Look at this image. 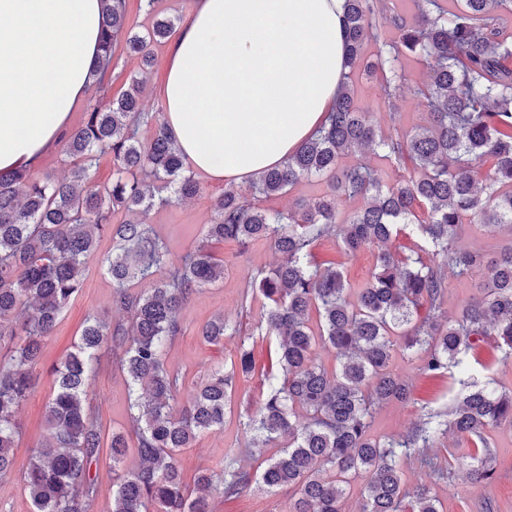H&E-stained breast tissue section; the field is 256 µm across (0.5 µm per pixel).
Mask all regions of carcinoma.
Masks as SVG:
<instances>
[{"instance_id": "carcinoma-1", "label": "carcinoma", "mask_w": 512, "mask_h": 512, "mask_svg": "<svg viewBox=\"0 0 512 512\" xmlns=\"http://www.w3.org/2000/svg\"><path fill=\"white\" fill-rule=\"evenodd\" d=\"M103 4L92 79L110 66L120 40L126 54L151 66V45L167 38L175 22L160 18L147 32H135L125 0ZM511 12L512 0H464L456 11L445 0H418V14L409 18L389 0H344L347 72L326 125L282 166L256 177L254 201L232 185L212 200L206 240H231L246 249L264 238L280 256L276 267L250 274L243 302L258 293L265 298V333L279 338L281 370L244 432L255 448L278 442L281 450L259 473L237 458L200 471L194 497L177 455L201 434L224 427L236 378L248 375L252 363L249 352H241L230 369L215 368L180 410L173 409L180 384L165 366L167 347L182 330L185 303L223 280L224 264L204 245L172 260L143 219L158 205L198 195L200 186L184 172V156L161 113L142 111V79L132 77L120 96L94 104L68 134L65 152L76 160L70 176L0 171V343H14L0 355L1 476L13 466L16 414L34 387L43 340L82 288L104 233L114 247L99 262L112 279L111 305L123 313L112 321L88 318L75 350L55 367L45 407L50 438L22 474L30 512H89L98 492L93 468L104 460L116 476L112 512H210L215 490L238 498L281 487L292 491L288 512H346L347 493L360 474L359 512H405L407 500L412 512H440L428 485L406 489L400 472L405 460L428 468L438 482L452 480V463L466 461L474 485L490 483L485 433L512 426V392L470 379L468 359H477L490 338L512 356V244L488 260L479 250L458 249L456 240L466 224L512 229V35L503 18ZM388 29L395 38L386 37ZM368 43L377 45L373 57L364 52ZM409 54L428 66L425 84L409 91L427 109L429 125L384 133L371 113L356 108L352 80L360 73L379 77L381 99L393 109L406 84L401 59ZM144 126L153 128L149 139L141 137ZM362 146L398 169L395 184H385L374 168L339 165ZM104 155L112 156V181L97 186L92 172ZM305 177L329 179L332 195L286 212L260 205ZM340 197L365 204L339 225ZM119 210L136 218L112 222ZM400 224L412 227L429 261L420 255L394 259L388 243ZM326 236L336 237L349 257L377 249L362 287L352 288L339 268L311 263L312 245ZM449 269L485 279L482 295L455 319L445 311ZM312 310L316 330L308 321ZM229 331L220 315L201 336L217 344ZM316 345L335 352L333 369L314 362ZM104 348L126 375L136 435L132 447L125 433H112L106 455L98 415L86 405ZM418 350L425 353L423 372L455 368L461 389L447 410L428 414L406 435L377 436L376 408L412 399L410 384L391 368L393 357ZM450 432L472 447L444 460L429 454ZM131 449L138 466L124 471Z\"/></svg>"}]
</instances>
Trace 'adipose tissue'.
<instances>
[{"instance_id":"1","label":"adipose tissue","mask_w":512,"mask_h":512,"mask_svg":"<svg viewBox=\"0 0 512 512\" xmlns=\"http://www.w3.org/2000/svg\"><path fill=\"white\" fill-rule=\"evenodd\" d=\"M344 0H194L161 103L195 169L239 183L324 123L344 61ZM101 0H0V170L34 167L88 93Z\"/></svg>"}]
</instances>
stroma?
<instances>
[{
    "instance_id": "obj_1",
    "label": "stroma",
    "mask_w": 512,
    "mask_h": 512,
    "mask_svg": "<svg viewBox=\"0 0 512 512\" xmlns=\"http://www.w3.org/2000/svg\"><path fill=\"white\" fill-rule=\"evenodd\" d=\"M192 2L127 0L128 21L136 31L143 32L159 18L184 20L189 15ZM171 46L168 40L156 45L153 66L146 71L142 70L138 58L116 50L99 89L75 105L69 119L70 127L82 124L92 102L105 103L118 97L127 89L131 77L138 75L145 80L141 100L143 109L160 111L161 88L170 62ZM353 88L357 107L373 113L382 130H409L429 122L424 106L408 93L398 99L396 111H388L379 100L375 77L357 76ZM194 177L201 187L200 196L154 208L146 217L147 223L153 225L175 259L201 243L205 226L211 219L212 199L224 189L223 182L203 172H195ZM511 243L512 229L484 228L474 224L465 225L457 240L460 249L476 248L490 258ZM210 250L224 264V279L197 292L185 304L182 332L165 355L168 368L181 370L185 375V387L178 393L177 401L185 403L190 388L204 380L214 366H231L240 349L250 350L253 370L247 376L238 377L223 429L205 433L192 447L180 452L177 461L189 486L193 485L199 469H216L225 459L246 454L250 457L251 468L256 470L280 450L276 443L266 448L249 449L248 438L242 428L247 414L264 398L269 376L278 371L276 341L267 336L259 324L264 300L257 297L250 306H243L242 292L250 273L258 268H273L278 256L263 239L252 241L244 252L232 241L213 244ZM313 260L318 264L342 266L348 280L356 287L367 282L375 263L374 254L369 250L354 258L345 256L332 237L315 244ZM111 295L110 277L98 259H91L84 273L81 292L67 306L54 334L42 344L35 390L18 411L22 429L15 439L14 467L9 474L0 477V512H29L30 502L23 490L21 475L35 448L45 444L49 438L44 407L53 392L50 371L77 341L87 316L116 317L117 312L110 304ZM218 315L224 316L237 332L225 337L221 343H204L199 330ZM393 368L411 383L413 399L405 404L390 403L379 407L374 414L373 430L379 435L396 437L422 421L428 413L447 409L453 393L447 378L422 373L418 359L397 355ZM87 401L99 414L104 436H111L115 431H128V386L125 376L113 365L111 353L101 354ZM488 440L494 454V479L486 488L472 487L465 468L460 466L455 467L453 481L448 485L431 483L427 469L416 462L402 464V478L410 488L420 483H431L443 512H512V428L491 430ZM210 506L211 512H288V494L284 491L254 493L235 499L217 494L212 497Z\"/></svg>"
}]
</instances>
